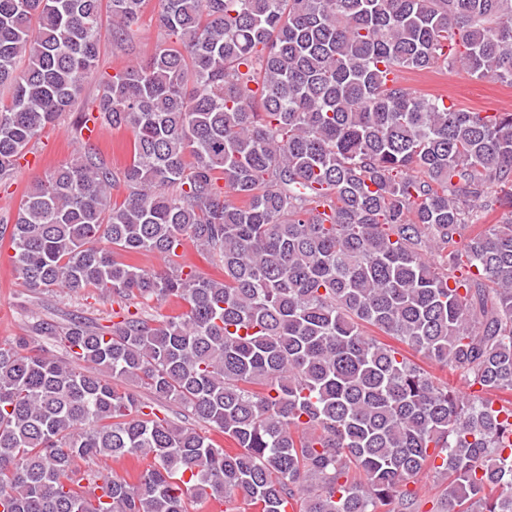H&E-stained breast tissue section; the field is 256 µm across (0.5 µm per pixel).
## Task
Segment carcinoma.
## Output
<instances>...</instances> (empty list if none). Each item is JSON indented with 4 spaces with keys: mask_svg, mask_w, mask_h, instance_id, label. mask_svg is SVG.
I'll return each mask as SVG.
<instances>
[{
    "mask_svg": "<svg viewBox=\"0 0 512 512\" xmlns=\"http://www.w3.org/2000/svg\"><path fill=\"white\" fill-rule=\"evenodd\" d=\"M161 2L173 42L78 111L102 11L119 48L145 0H0V184L67 112L133 134L122 170L85 139L0 218L13 268L142 307L47 328L65 358L0 343V512H416L424 472L441 512H512V402L488 398L512 391V219H476L512 207V113L399 80L458 63L512 85V0ZM186 240L222 278L184 271ZM148 253L165 270L128 262ZM171 298L185 311H146ZM108 458L151 464L94 506L81 464ZM378 338L382 342L393 344V345H397L398 347H400L404 351V353L407 354V356H409L412 360H414L417 363H419L422 366H424L427 370L430 371V373L434 377L440 378L443 381H450V383H453L454 385H456L459 388L460 391L467 392L466 388H465L466 386L464 385V383L462 381L456 379V377L450 375L448 373V371L440 370L436 366L428 365L427 363L423 362V360H422L420 355L413 353L407 347H405V346H403L401 344H397L394 340L390 339L387 336H378ZM414 481L415 483H409V488L418 492V512H434L436 503L443 497L446 484L432 472L423 474ZM213 508L215 510H213ZM191 509V512H225V510H233L234 512H254V509L247 506L242 498H238L235 502L225 504L222 501L214 499H203L198 502H193ZM244 509H246V511H244Z\"/></svg>",
    "mask_w": 512,
    "mask_h": 512,
    "instance_id": "obj_1",
    "label": "carcinoma"
}]
</instances>
